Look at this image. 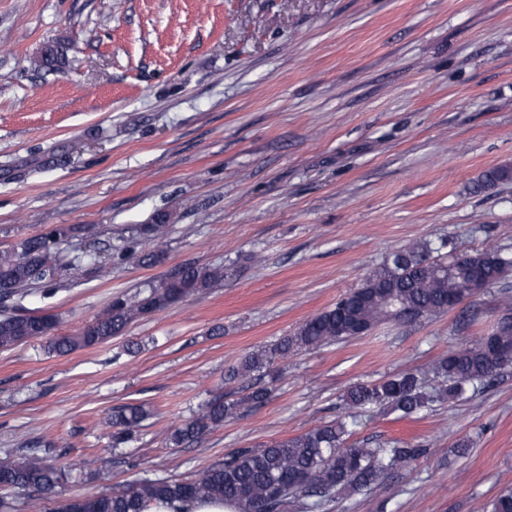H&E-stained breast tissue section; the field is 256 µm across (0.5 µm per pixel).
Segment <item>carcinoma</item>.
<instances>
[{
    "label": "carcinoma",
    "instance_id": "carcinoma-1",
    "mask_svg": "<svg viewBox=\"0 0 512 512\" xmlns=\"http://www.w3.org/2000/svg\"><path fill=\"white\" fill-rule=\"evenodd\" d=\"M65 46L59 42L30 60L36 70L57 71L66 65ZM512 181V165L502 164L484 172L475 182L480 191ZM169 215L159 214L144 231L153 242L149 250L123 247L122 261L141 267L162 263L167 251ZM69 238L63 228L21 239L0 251V300L22 294L25 288H52L60 267L57 257ZM512 270V256L496 248L466 251L448 257L430 241H420L393 252L362 283L317 315L300 323L274 345V354L286 358L300 350H312L356 338L361 329L375 330L390 322L411 324L448 312L469 299L479 284L490 286ZM224 266L182 267L158 283L132 295H119L108 308L76 332L57 333L58 315L35 311L0 314V349L8 350L34 340H44L50 351L67 355L91 349L127 335L138 319L162 311L185 298L203 294L224 282ZM265 350L246 355L232 370L240 383V397L212 396L200 411L174 427L167 444L180 448L200 442L224 420L242 409L258 408L270 391L257 381L256 373L269 367ZM512 368V320L502 319L492 331L471 346L450 351L432 366L443 385L425 384L413 371H402L376 383L358 384L343 396L344 416L307 432L275 440L258 448H238L224 460L203 469L192 480L167 477L143 478L94 496L63 499L55 512H146L151 507L185 512L187 505L217 499L236 512H286L290 499L303 495L304 512H323L338 492H360L377 486L426 449L396 441L386 448L347 444L360 410L386 405L403 417L419 414L435 403L463 396L470 384L491 380ZM148 412L141 404L112 408L109 427L112 447L137 440ZM66 481L49 451L7 449L0 458V512H12L13 498L31 500L51 496Z\"/></svg>",
    "mask_w": 512,
    "mask_h": 512
}]
</instances>
